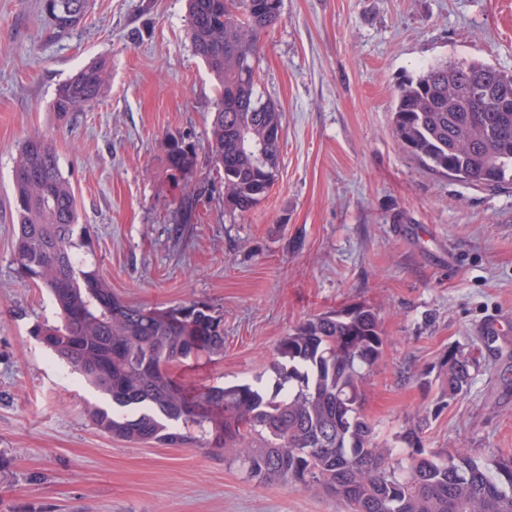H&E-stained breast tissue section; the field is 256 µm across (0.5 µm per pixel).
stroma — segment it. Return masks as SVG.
<instances>
[{"mask_svg": "<svg viewBox=\"0 0 512 512\" xmlns=\"http://www.w3.org/2000/svg\"><path fill=\"white\" fill-rule=\"evenodd\" d=\"M102 55L104 96L56 123V88ZM438 59L512 71V0H283L257 75L282 113L279 174L255 208L231 212L208 161L217 83L189 40L187 0H90L67 33L41 0H0V512H346L325 492L248 481L220 453L93 426L104 397L32 336L57 310L14 260V161L36 134L54 143L88 260L115 293L223 313L224 355L187 361L186 387L272 389L293 326L365 305L386 346L364 412L393 457L417 425L429 450L512 454V343L479 329L512 316V188L435 175L391 130L398 85ZM170 132L197 150L189 224L167 173ZM454 348L476 366L451 400Z\"/></svg>", "mask_w": 512, "mask_h": 512, "instance_id": "1", "label": "stroma"}]
</instances>
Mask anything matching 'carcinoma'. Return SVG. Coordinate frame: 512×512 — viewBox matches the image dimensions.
<instances>
[{"instance_id": "obj_1", "label": "carcinoma", "mask_w": 512, "mask_h": 512, "mask_svg": "<svg viewBox=\"0 0 512 512\" xmlns=\"http://www.w3.org/2000/svg\"><path fill=\"white\" fill-rule=\"evenodd\" d=\"M188 0V35L218 82L208 150L224 174V207L246 213L264 199L280 167L282 113L257 93L261 38L281 19L269 0ZM88 0H42L59 32L75 29ZM110 61L101 57L56 89L51 111L62 122L96 104ZM512 73L483 60H439L397 88L392 132L400 149L452 180L512 185V112L497 93ZM174 186L194 174L195 144L166 135ZM13 183L18 274L44 289L58 310L55 325L33 336L112 401L89 409L95 428L133 442L193 445L260 484L299 483L336 494L349 512H512V455L489 469L467 448L425 453L420 432L402 466L379 446L364 414L368 377L382 358L379 313L368 306L326 312L295 325L277 347L276 381L264 392L243 382L193 391L178 369L192 357L224 354V316L201 302L134 305L117 296L78 250L90 232L78 226L73 187L46 135L27 138ZM196 201L183 195L179 220L193 221ZM472 360L456 351L445 362L448 398L463 392Z\"/></svg>"}]
</instances>
